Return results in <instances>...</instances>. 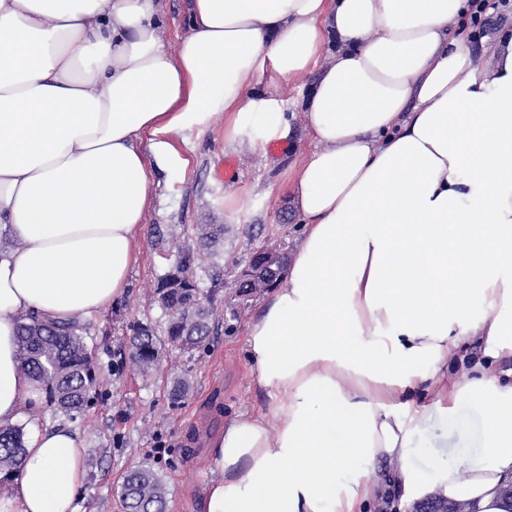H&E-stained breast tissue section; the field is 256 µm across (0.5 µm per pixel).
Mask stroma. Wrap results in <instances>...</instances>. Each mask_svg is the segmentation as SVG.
Listing matches in <instances>:
<instances>
[{"instance_id": "35a3bbf8", "label": "stroma", "mask_w": 512, "mask_h": 512, "mask_svg": "<svg viewBox=\"0 0 512 512\" xmlns=\"http://www.w3.org/2000/svg\"><path fill=\"white\" fill-rule=\"evenodd\" d=\"M261 87L282 95L292 136L278 142L266 161L247 146H225L224 119H213L189 166L160 176L155 204L136 241L139 261L130 272L127 294L93 321L99 400L74 417L44 403L25 423L29 429L71 426L83 447L100 449L101 462L86 467L80 512H125L119 485L124 473L140 462L161 476L169 500L179 503L180 512H194L196 496L209 476V441L225 417L261 408L262 397L252 386L245 347V326L257 302H250L237 321L220 325L199 349L165 350L154 373H140L126 358L129 324L161 323L162 312L154 301L157 279L167 270L176 244L194 245L197 225L224 227L219 258H204L198 270L202 288L213 290L222 305H234L230 283L237 265L254 248L268 241L280 243L289 252L295 248L300 226L284 222L283 215L292 208L288 164L313 145L301 124L308 85L270 73ZM228 161L236 166L230 179L224 175ZM230 196L240 200L239 208L226 207ZM182 377L191 380L192 389L175 403L169 391L174 380ZM479 420V409L465 401L442 421L447 443L435 442L427 428H420L412 450L415 464L428 470L446 457L448 448L475 444Z\"/></svg>"}]
</instances>
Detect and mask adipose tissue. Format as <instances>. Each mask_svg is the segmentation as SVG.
<instances>
[{"label": "adipose tissue", "mask_w": 512, "mask_h": 512, "mask_svg": "<svg viewBox=\"0 0 512 512\" xmlns=\"http://www.w3.org/2000/svg\"><path fill=\"white\" fill-rule=\"evenodd\" d=\"M470 11L189 0L172 53L160 0H0V422L42 401L19 324L83 323L123 297L156 172L186 169L219 114L225 143L267 157L292 125L261 78L309 76L314 145L290 165L301 234L247 326L264 403L212 440L196 512H365L382 463L405 504L506 512L512 384L493 367L512 357V26L472 50ZM470 336L482 354L459 381L448 363ZM464 401L478 450L415 467L419 423ZM84 454L73 429H35L0 512H79Z\"/></svg>", "instance_id": "1"}]
</instances>
